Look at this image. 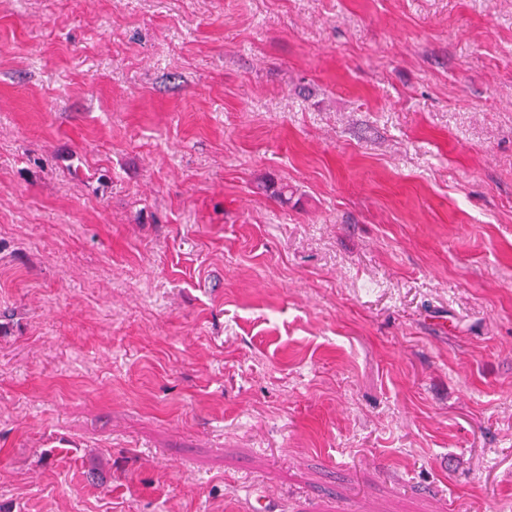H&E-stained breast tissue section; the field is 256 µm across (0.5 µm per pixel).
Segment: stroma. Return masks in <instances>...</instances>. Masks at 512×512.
Here are the masks:
<instances>
[{"instance_id":"stroma-1","label":"stroma","mask_w":512,"mask_h":512,"mask_svg":"<svg viewBox=\"0 0 512 512\" xmlns=\"http://www.w3.org/2000/svg\"><path fill=\"white\" fill-rule=\"evenodd\" d=\"M0 512H512V0H0Z\"/></svg>"}]
</instances>
